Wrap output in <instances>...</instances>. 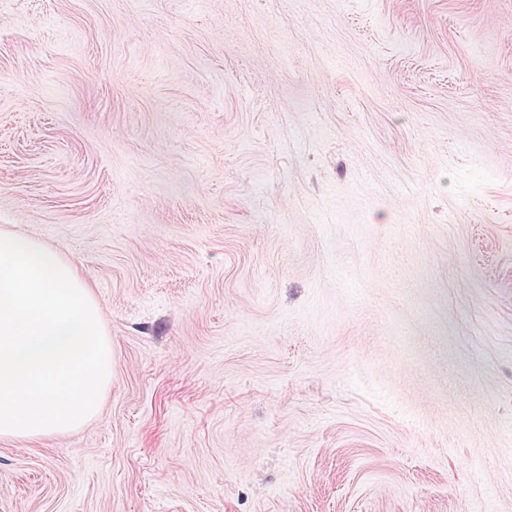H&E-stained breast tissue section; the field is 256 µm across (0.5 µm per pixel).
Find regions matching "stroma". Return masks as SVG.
<instances>
[{
	"label": "stroma",
	"mask_w": 512,
	"mask_h": 512,
	"mask_svg": "<svg viewBox=\"0 0 512 512\" xmlns=\"http://www.w3.org/2000/svg\"><path fill=\"white\" fill-rule=\"evenodd\" d=\"M112 340L0 512H512V0H0V229Z\"/></svg>",
	"instance_id": "1"
}]
</instances>
